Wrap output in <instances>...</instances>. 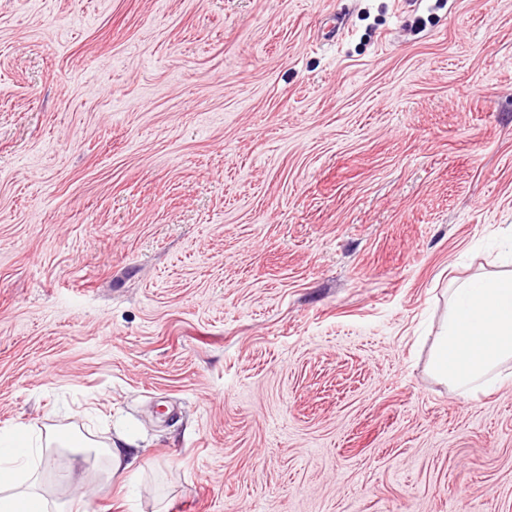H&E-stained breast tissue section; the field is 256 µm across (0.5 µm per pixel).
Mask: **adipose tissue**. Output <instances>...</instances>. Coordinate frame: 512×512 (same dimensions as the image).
<instances>
[{
    "mask_svg": "<svg viewBox=\"0 0 512 512\" xmlns=\"http://www.w3.org/2000/svg\"><path fill=\"white\" fill-rule=\"evenodd\" d=\"M512 360V274L476 276L454 288L448 313L430 359L433 375L468 394L487 388L497 369ZM126 435L101 443L46 429L18 437L0 433V512H51L34 461L55 448H74L104 465L107 477H120L135 464Z\"/></svg>",
    "mask_w": 512,
    "mask_h": 512,
    "instance_id": "obj_1",
    "label": "adipose tissue"
}]
</instances>
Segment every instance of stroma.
<instances>
[{
    "label": "stroma",
    "mask_w": 512,
    "mask_h": 512,
    "mask_svg": "<svg viewBox=\"0 0 512 512\" xmlns=\"http://www.w3.org/2000/svg\"><path fill=\"white\" fill-rule=\"evenodd\" d=\"M512 0H0V430L104 442L89 512H512ZM512 360V273L458 284L430 359L433 375L468 394L485 389Z\"/></svg>",
    "instance_id": "1"
}]
</instances>
